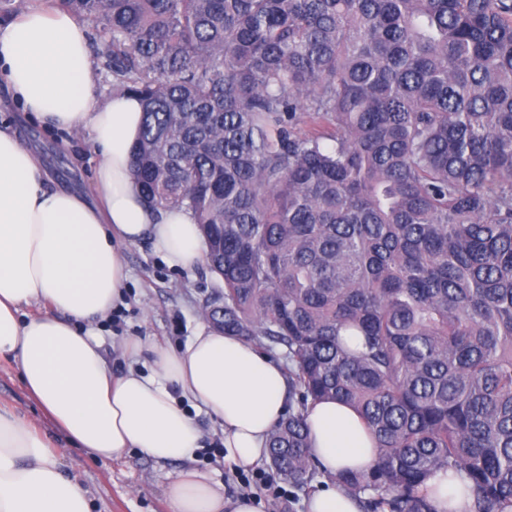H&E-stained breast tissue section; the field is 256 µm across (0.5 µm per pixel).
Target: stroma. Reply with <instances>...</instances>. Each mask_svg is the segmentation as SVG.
I'll return each instance as SVG.
<instances>
[{
    "mask_svg": "<svg viewBox=\"0 0 512 512\" xmlns=\"http://www.w3.org/2000/svg\"><path fill=\"white\" fill-rule=\"evenodd\" d=\"M15 128L21 141L39 153L53 186L92 192L99 156L88 136L46 128L20 112L15 115ZM124 257L129 273L124 301L96 325L102 348L111 356L117 374L125 368L119 353L126 339L138 338L167 348L182 346L200 325L202 308L222 300V290L206 265L187 273L171 269L147 241L125 248ZM0 408L37 422L42 419L18 368L5 359L0 360ZM197 420L207 438L194 466L223 482L226 497L239 496L240 481L246 477L251 493L263 503V512H302L307 496L304 489L282 479L266 485L269 469L263 463L241 473L222 457L218 425L202 412ZM51 438L64 474L87 489L92 512H169L165 488L182 471V463L159 464L135 449L122 458L103 460L71 444L60 432H52Z\"/></svg>",
    "mask_w": 512,
    "mask_h": 512,
    "instance_id": "obj_1",
    "label": "stroma"
}]
</instances>
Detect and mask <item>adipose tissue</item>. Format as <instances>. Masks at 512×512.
I'll list each match as a JSON object with an SVG mask.
<instances>
[{"mask_svg":"<svg viewBox=\"0 0 512 512\" xmlns=\"http://www.w3.org/2000/svg\"><path fill=\"white\" fill-rule=\"evenodd\" d=\"M0 74L12 99L43 124L89 135L101 156L95 201L53 188L39 159L0 117V359L20 370L29 397L69 442L101 459L139 449L158 463L194 461L205 412L223 434L224 458L246 470L267 456V438L286 412L283 367L252 343L200 325L174 350L135 339L112 372L90 330L122 302L123 250L150 241L167 265L189 272L205 242L183 209H154L131 175V147L143 118L140 100L116 93L96 100L86 30L64 10L28 8L0 24ZM35 303L47 314H30ZM306 422L322 485L308 512H359L336 480L369 472L375 442L346 404L322 400ZM435 512H471L464 475L430 480ZM170 512H258L255 496H224V485L189 468L165 490ZM0 512H91L87 490L65 477L48 439L26 416L0 412Z\"/></svg>","mask_w":512,"mask_h":512,"instance_id":"adipose-tissue-1","label":"adipose tissue"}]
</instances>
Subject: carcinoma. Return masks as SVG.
<instances>
[{
	"mask_svg": "<svg viewBox=\"0 0 512 512\" xmlns=\"http://www.w3.org/2000/svg\"><path fill=\"white\" fill-rule=\"evenodd\" d=\"M55 2L142 102L145 200L214 243L209 317L287 349L273 473L316 490L307 409L341 400L365 512H434L441 469L512 512V0Z\"/></svg>",
	"mask_w": 512,
	"mask_h": 512,
	"instance_id": "cac0c4a2",
	"label": "carcinoma"
}]
</instances>
